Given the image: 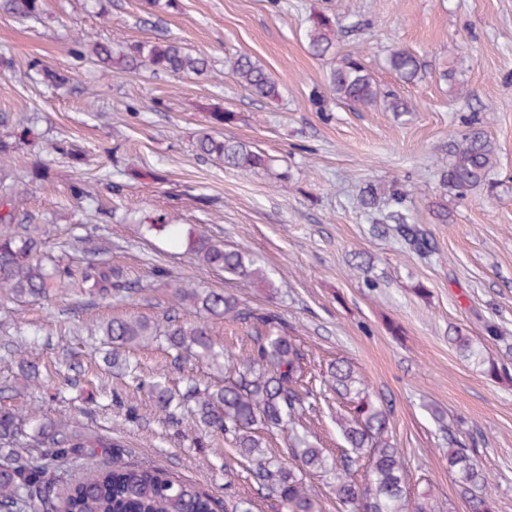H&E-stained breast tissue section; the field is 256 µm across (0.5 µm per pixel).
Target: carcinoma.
I'll return each instance as SVG.
<instances>
[{
  "label": "carcinoma",
  "mask_w": 512,
  "mask_h": 512,
  "mask_svg": "<svg viewBox=\"0 0 512 512\" xmlns=\"http://www.w3.org/2000/svg\"><path fill=\"white\" fill-rule=\"evenodd\" d=\"M44 0H0V8L22 20H37L44 14ZM336 16L317 13L309 17L308 47L317 58L333 63L329 88L336 100L355 107L382 105L390 112L415 111V105L399 94L381 88L360 56L336 55ZM99 65L118 76L141 69L154 75L183 78L201 76L210 69L204 56L194 54L168 39L141 41L115 50L109 42L90 45ZM386 66L401 81L415 83L426 75V65L405 47H394ZM42 82L50 87L67 76L43 65L36 66ZM236 83L247 93L276 98L279 89L262 62L250 55L238 56L232 64ZM199 155L244 172L267 170L273 159L250 145L211 134L198 137ZM450 162L442 170L443 186L459 194L490 186L489 175L497 164L494 149L483 133L473 130L454 140ZM24 189L0 177V288L8 294L42 299L60 288L95 290L101 296L124 297L139 291L123 271L107 263L88 260L72 265L61 260L47 265L42 225L22 207ZM405 193L393 182L372 185L360 200L374 224H395L406 247L420 255L432 251L430 240L409 222ZM146 231L169 237L185 246L198 264L224 271L233 277L254 279L268 288L275 280L242 249L228 250L224 243L204 233L183 234L179 225L160 215ZM172 307L165 314L166 326L142 316L113 318L101 332L116 347L148 344L167 337L175 359H202L224 367V386L200 389L189 381L179 396L158 384L146 385L137 367L127 366L132 382L148 388L166 420L181 424L182 412L192 422L224 436L236 445L240 456L251 463L250 473L265 495L284 512H321L316 492L306 478L326 481L343 512H426L413 503L409 473L399 449L389 440V413L373 399L369 387L353 365L338 359L327 371L326 382L346 403L336 424L345 448L334 457L309 440L307 415L318 401V391L307 382L308 352L295 328L281 314L256 309L232 295L214 290L174 284ZM190 305L204 319L196 323L179 320L176 307ZM227 319L246 332L250 351L237 356L212 338L210 322ZM462 357L485 367V373L512 383L505 366L485 355L486 348L468 336L454 338ZM261 425L269 432L286 434L284 458L266 456L263 441L255 431ZM52 448L51 456L24 455L23 439ZM88 461L84 476L72 477L63 461ZM448 472L455 475L470 512H491L486 475L476 450L448 434ZM218 501L195 485L180 480L151 464L126 458L124 446L72 420L45 421L29 425L17 414L0 410V512H217Z\"/></svg>",
  "instance_id": "cac0c4a2"
}]
</instances>
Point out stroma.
I'll list each match as a JSON object with an SVG mask.
<instances>
[{
	"instance_id": "obj_1",
	"label": "stroma",
	"mask_w": 512,
	"mask_h": 512,
	"mask_svg": "<svg viewBox=\"0 0 512 512\" xmlns=\"http://www.w3.org/2000/svg\"><path fill=\"white\" fill-rule=\"evenodd\" d=\"M143 0H46L38 21L0 11V136L30 128L19 153L0 155V174L47 177L28 185L23 207L45 224L52 256L85 259L80 236L93 232L98 260L139 282L141 293L104 298L61 289L47 301L0 298V405L46 421L74 419L120 442L136 462L169 471L217 500L248 499L253 512H278L231 443L164 422L146 391L122 366H109L98 332L114 317H162L171 281L222 291L283 315L301 336L311 372L325 375L348 358L372 396L387 404L390 440L405 459L412 501L428 512H469L448 471L449 434L474 443L494 480V512H512V384L487 376L452 343L456 330L512 372V0H175L147 16ZM337 15L336 51L362 56L382 88L415 111L354 109L328 88L329 63L314 57L304 30L311 14ZM123 45L163 36L208 58L201 76L115 77L76 61L78 34ZM415 51L430 70L406 84L385 65L392 44ZM251 55L278 82L273 100L242 90L233 60ZM42 62L68 76L51 89L30 76ZM452 67L463 85L450 93L438 70ZM236 113L228 126L213 111ZM493 144L498 165L483 188H444L436 158L470 129ZM232 137L277 159L273 170L242 172L197 155L201 134ZM61 141L65 153L51 152ZM84 178L90 198L69 185ZM404 184L412 220L432 245L409 251L395 232L380 234L358 202L366 183ZM447 208V222L435 212ZM165 215L183 231L205 232L250 251L276 280L271 290L198 265L144 226ZM165 268L170 281L157 279ZM496 325L500 341L487 339ZM20 358H12V350ZM146 380L173 390L187 379L223 383L191 360L175 363L165 341L123 349ZM44 375L25 378L20 361ZM79 378L78 387L64 385ZM335 393L310 415L313 440L328 454L343 446Z\"/></svg>"
}]
</instances>
